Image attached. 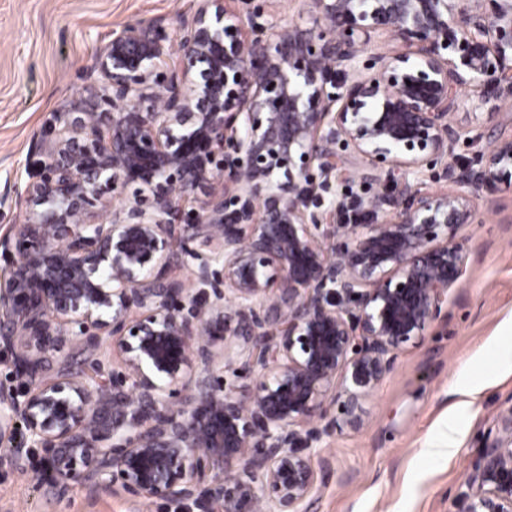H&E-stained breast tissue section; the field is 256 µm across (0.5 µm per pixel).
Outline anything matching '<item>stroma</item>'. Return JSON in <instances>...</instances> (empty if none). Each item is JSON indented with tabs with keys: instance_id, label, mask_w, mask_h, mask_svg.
<instances>
[{
	"instance_id": "stroma-1",
	"label": "stroma",
	"mask_w": 512,
	"mask_h": 512,
	"mask_svg": "<svg viewBox=\"0 0 512 512\" xmlns=\"http://www.w3.org/2000/svg\"><path fill=\"white\" fill-rule=\"evenodd\" d=\"M190 2L0 0V189L31 181L26 160L54 113L94 109L91 66L113 27L160 18L174 37ZM237 9L270 26L314 25L307 0H239ZM450 120L462 134L454 155L463 165L512 137V104L482 103L473 91L461 92ZM454 240L465 274L441 316L364 399L363 425L330 429L311 449L319 479L310 512H455L477 451L505 437L512 369L499 364L498 351L512 338V188L480 191L472 223L459 225ZM464 370L483 388L460 419L461 448L430 455L425 443L459 402L452 386ZM45 480L38 450L0 463V512H201L117 485L75 484L57 495Z\"/></svg>"
}]
</instances>
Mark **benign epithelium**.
I'll use <instances>...</instances> for the list:
<instances>
[{
  "label": "benign epithelium",
  "mask_w": 512,
  "mask_h": 512,
  "mask_svg": "<svg viewBox=\"0 0 512 512\" xmlns=\"http://www.w3.org/2000/svg\"><path fill=\"white\" fill-rule=\"evenodd\" d=\"M193 2L176 42L160 18L112 30L90 86L106 111L56 113L18 194L0 346L25 388L0 406V459L40 449L60 492L307 512L319 410L362 425V401L462 280L452 232L473 194L512 186V139L459 165L450 121L464 89L512 101V0H307L319 30ZM381 33L397 47L358 67ZM438 161L450 188L420 192L409 176ZM339 174L381 187L354 201L369 223H342V197L322 209ZM117 187L124 204L94 220ZM104 342L123 382L100 358L86 378L49 376L69 345ZM238 359L255 386L215 377ZM506 429L456 512H512V416Z\"/></svg>",
  "instance_id": "1"
}]
</instances>
